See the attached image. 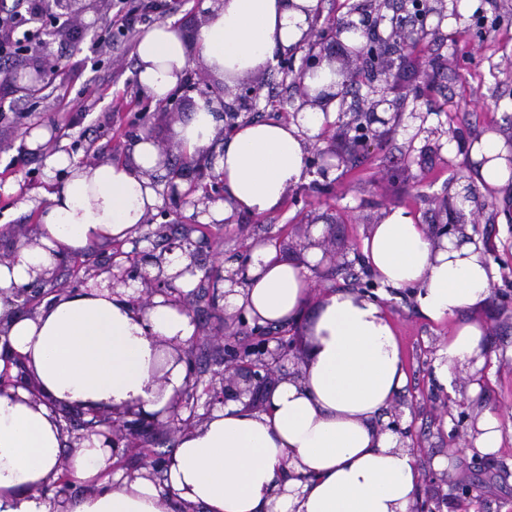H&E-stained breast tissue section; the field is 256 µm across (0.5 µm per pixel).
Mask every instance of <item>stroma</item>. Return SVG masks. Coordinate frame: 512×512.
Returning <instances> with one entry per match:
<instances>
[{
    "label": "stroma",
    "mask_w": 512,
    "mask_h": 512,
    "mask_svg": "<svg viewBox=\"0 0 512 512\" xmlns=\"http://www.w3.org/2000/svg\"><path fill=\"white\" fill-rule=\"evenodd\" d=\"M163 4L146 21L135 22L127 37L115 40L108 24L115 0H77L69 9L57 0H41L35 26L43 47L37 57L19 58L28 68H43L40 89L0 77V225H24L27 238H34L47 192L64 182L63 174L47 175V155L61 151L88 165L127 161L138 126L148 124L157 147L170 150L174 168L184 170L178 186L187 197L172 201L165 173L157 171L161 204L135 240L122 242L123 251L162 250L164 242L155 231L166 215L176 214L192 226L195 240L200 237L196 225L209 223V243L196 250L195 261L218 276L239 269L246 251L259 243L297 266L323 264L330 274L312 277V294L297 321L298 333L305 335L325 294L368 282L360 261L362 241L385 212L407 210L427 230H435L443 197L473 182V143L489 132L502 138L512 133V0H442L445 21L429 19L432 34L407 52L398 79L385 91L400 112L386 140L328 177L311 175L265 216L236 212L227 220L208 221L212 201L193 185H212L213 162L222 145L214 143L209 157L190 158L178 146V124L199 101L215 96L223 98L234 125L290 120L300 99L290 81L265 67L242 79L257 89L256 100L237 102L225 94L223 77L201 71L195 61L188 82L175 91L178 109L160 110L136 78L139 38L151 25L168 21L191 40L206 21L205 0ZM35 126L49 128L52 137L33 152L26 135ZM8 184L17 185V192H5ZM491 194L493 209L466 227L485 247L493 268L491 294L482 307L437 324L421 315L412 291L380 283L374 287L394 328L406 374L405 386L391 403L409 433L404 443L415 448L421 462L449 460L438 473V488L448 496L443 512H512V306L504 304L512 298V220L507 217L512 193L495 188ZM325 236L328 248L309 247V239ZM471 320L486 326L482 343L491 353V365L481 376L454 368L449 397L435 376L434 362L455 322ZM488 412L503 429L495 469L475 467L464 452L472 443V423ZM449 417L461 423L458 436L442 428ZM461 482L479 485L480 497L451 496L452 486Z\"/></svg>",
    "instance_id": "1"
}]
</instances>
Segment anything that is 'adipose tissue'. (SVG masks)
<instances>
[{"label": "adipose tissue", "mask_w": 512, "mask_h": 512, "mask_svg": "<svg viewBox=\"0 0 512 512\" xmlns=\"http://www.w3.org/2000/svg\"><path fill=\"white\" fill-rule=\"evenodd\" d=\"M317 6L318 0H209L196 50L169 22L139 39L138 82L154 101L164 100L184 80L193 55L225 78L248 75L303 42ZM336 80L335 66L322 64L304 83L324 91L325 101L293 121L241 124L226 138L215 118L221 102H200L188 114L177 129L182 150L192 155L224 140L215 167L224 200L213 206L214 217L265 215L306 176L310 140L336 113ZM471 154L477 185L512 181V154L495 134L476 142ZM158 159L157 146L146 138L129 161L81 166L62 152L46 159L48 174L66 171L64 184L48 193L33 243L0 264V328L12 351L27 358L46 396L80 407L140 402L146 412L160 413L185 382L184 364L165 382L154 380L150 366L160 341L185 344L195 335L186 311L158 298L141 313L122 293L100 287L50 297L23 315L14 295L64 254L137 236L159 203L148 177ZM362 252L383 284L414 290L430 321L454 319L490 295L492 269L483 245L436 243L405 210L387 212L364 238ZM310 293L304 269L259 246L243 285L224 303L259 324L287 325L299 318ZM484 332L477 321L455 324L440 349V383L456 363L482 359ZM405 381L399 343L380 303L350 292L330 294L313 325L301 376L276 386L268 410L237 400L213 410L178 437L164 488L141 478L101 484L108 450L76 449L74 474L95 490L68 510L177 512L187 502L203 512H411L420 460L373 424ZM29 398L24 390L15 398L0 396V512L59 510L52 495L34 488L56 469L64 432L47 404Z\"/></svg>", "instance_id": "obj_1"}]
</instances>
